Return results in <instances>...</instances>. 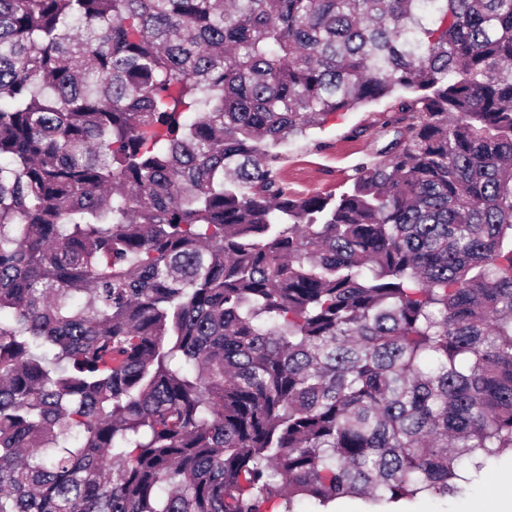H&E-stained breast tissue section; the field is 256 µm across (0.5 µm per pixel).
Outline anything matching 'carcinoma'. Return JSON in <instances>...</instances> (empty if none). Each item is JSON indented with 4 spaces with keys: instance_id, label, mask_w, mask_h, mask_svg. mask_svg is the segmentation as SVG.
Segmentation results:
<instances>
[{
    "instance_id": "carcinoma-1",
    "label": "carcinoma",
    "mask_w": 512,
    "mask_h": 512,
    "mask_svg": "<svg viewBox=\"0 0 512 512\" xmlns=\"http://www.w3.org/2000/svg\"><path fill=\"white\" fill-rule=\"evenodd\" d=\"M504 457L512 0H0V512H385ZM386 100L366 104L353 112L331 116L319 130L307 137H298L283 147L285 155L282 174L288 186L304 194L324 192L339 194L351 168L365 161L383 142L368 132L364 137L351 139V127L363 124L386 107Z\"/></svg>"
}]
</instances>
